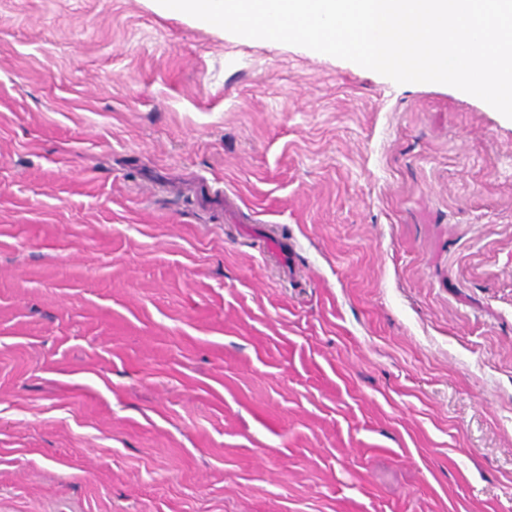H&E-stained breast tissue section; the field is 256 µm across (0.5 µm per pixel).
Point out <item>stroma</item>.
<instances>
[{
    "mask_svg": "<svg viewBox=\"0 0 512 512\" xmlns=\"http://www.w3.org/2000/svg\"><path fill=\"white\" fill-rule=\"evenodd\" d=\"M0 512H512V120L0 0Z\"/></svg>",
    "mask_w": 512,
    "mask_h": 512,
    "instance_id": "obj_1",
    "label": "stroma"
}]
</instances>
